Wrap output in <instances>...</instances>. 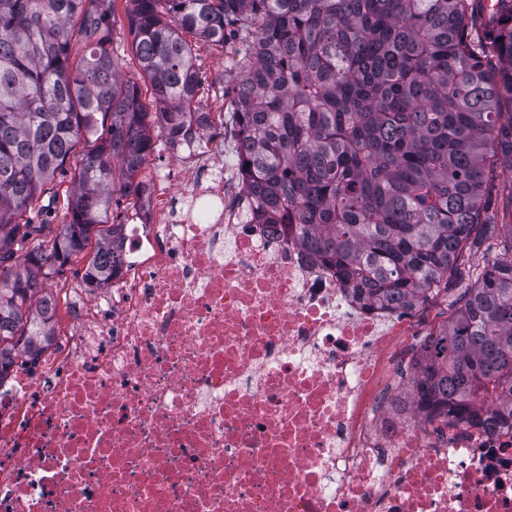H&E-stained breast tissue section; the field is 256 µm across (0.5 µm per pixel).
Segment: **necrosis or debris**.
<instances>
[{
    "label": "necrosis or debris",
    "mask_w": 512,
    "mask_h": 512,
    "mask_svg": "<svg viewBox=\"0 0 512 512\" xmlns=\"http://www.w3.org/2000/svg\"><path fill=\"white\" fill-rule=\"evenodd\" d=\"M141 183L122 266L0 383V512H512V431L390 395L400 309L252 221L220 117Z\"/></svg>",
    "instance_id": "4bbe7bcc"
}]
</instances>
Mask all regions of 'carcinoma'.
<instances>
[{
  "mask_svg": "<svg viewBox=\"0 0 512 512\" xmlns=\"http://www.w3.org/2000/svg\"><path fill=\"white\" fill-rule=\"evenodd\" d=\"M116 0H0V380L53 338L47 278L95 240L83 279L105 286L154 127L174 139L200 90L193 44L237 40L231 101L257 224H280L357 298L411 311L465 254L468 284L420 346L407 395L444 424L512 428V224L482 218L489 158L512 166V0H127L139 76L112 47ZM69 221L26 217L81 141ZM32 246L22 254L15 247Z\"/></svg>",
  "mask_w": 512,
  "mask_h": 512,
  "instance_id": "1",
  "label": "carcinoma"
}]
</instances>
